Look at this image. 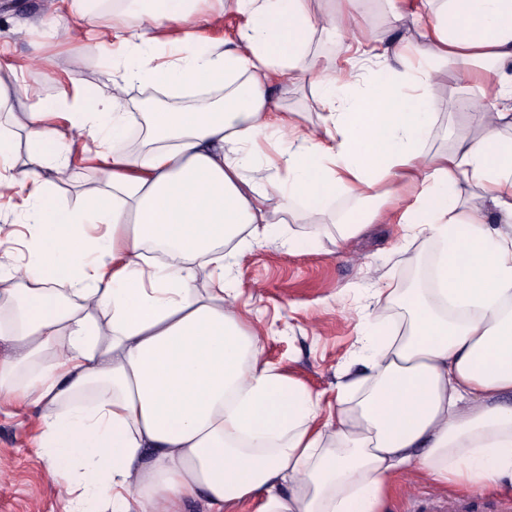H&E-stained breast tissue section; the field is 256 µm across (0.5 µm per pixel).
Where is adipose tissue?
<instances>
[{
	"instance_id": "ef3b65f1",
	"label": "adipose tissue",
	"mask_w": 512,
	"mask_h": 512,
	"mask_svg": "<svg viewBox=\"0 0 512 512\" xmlns=\"http://www.w3.org/2000/svg\"><path fill=\"white\" fill-rule=\"evenodd\" d=\"M206 0H157L112 37L128 55L112 93L83 100L67 126L55 101H24L29 152L16 168L0 133V199L24 197L39 231L22 276L0 272V402L41 408V449L68 512H380L415 474L465 491L512 494V0H426L411 38L362 50L344 73L307 51L316 30L360 40L364 15L336 0H233L244 24L212 39ZM466 64L495 102L481 128H455L446 152L424 144L435 121L433 62ZM309 80L320 123L301 127L271 86ZM223 86L219 97L146 112L126 148L127 86ZM87 134L99 163L83 210L55 207L69 141ZM408 181L407 237L434 240L432 285L386 302L398 335L373 331L372 383L341 375L348 407L265 359L237 307L239 249L266 237L298 199L323 221L336 195ZM478 190L483 207L468 206ZM111 226L90 237L87 225ZM160 247L163 263L145 252ZM207 286L197 289V278Z\"/></svg>"
}]
</instances>
